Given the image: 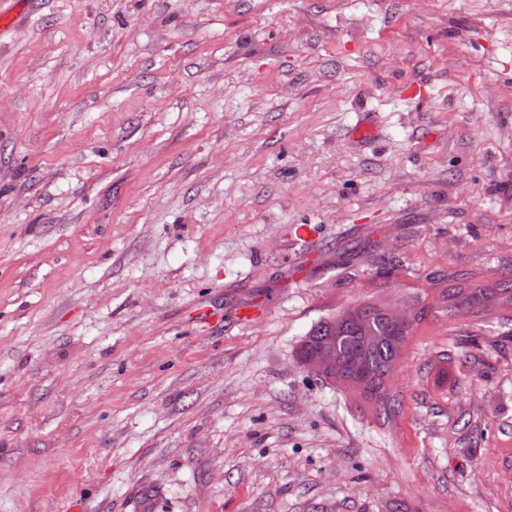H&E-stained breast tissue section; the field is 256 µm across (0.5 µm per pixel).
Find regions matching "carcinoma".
I'll use <instances>...</instances> for the list:
<instances>
[{"mask_svg":"<svg viewBox=\"0 0 512 512\" xmlns=\"http://www.w3.org/2000/svg\"><path fill=\"white\" fill-rule=\"evenodd\" d=\"M427 279L437 288L441 298L439 313L451 315L460 308H467L476 317L493 312H512V277L495 279L479 272L430 273ZM365 319L362 325L343 321L332 314L320 319L303 340L299 355L307 356L320 347V341L331 336L336 353L350 359L364 351L368 366L374 375L372 393L381 403L385 413L395 411L392 400L385 397L387 382L396 368L394 351L387 337L392 335L389 326L370 305L361 304Z\"/></svg>","mask_w":512,"mask_h":512,"instance_id":"1","label":"carcinoma"}]
</instances>
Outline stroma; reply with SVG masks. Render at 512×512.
Returning a JSON list of instances; mask_svg holds the SVG:
<instances>
[{"instance_id": "stroma-1", "label": "stroma", "mask_w": 512, "mask_h": 512, "mask_svg": "<svg viewBox=\"0 0 512 512\" xmlns=\"http://www.w3.org/2000/svg\"><path fill=\"white\" fill-rule=\"evenodd\" d=\"M441 269L512 276V0H0V512H512V322L297 363ZM374 306L396 332L408 328L414 321L418 325L428 311L427 306L424 305L418 310L415 320V311L408 306L379 304H374ZM361 308L365 316L361 326L351 321L338 320L336 318L338 311L320 319L312 326L300 346L299 356H308L318 349L324 336H333L336 352L323 348L306 359H300L299 364L310 374L318 377L329 376L335 380L336 385L350 392L362 394L367 391L371 382V375L367 367L368 361L369 369L375 378L371 391L372 396L368 398L374 399L373 394H375L376 402L381 403L387 415L395 412L394 405H392V401L395 403V399L385 397L387 382L397 366L392 345L398 346L402 336H411L414 325L406 334L401 332L399 336H392V331L387 323L369 304L363 303ZM361 336H375L376 338L365 351L367 361L365 354H359L353 360L345 362L343 359H350L364 350ZM386 336L390 337L392 345Z\"/></svg>"}]
</instances>
